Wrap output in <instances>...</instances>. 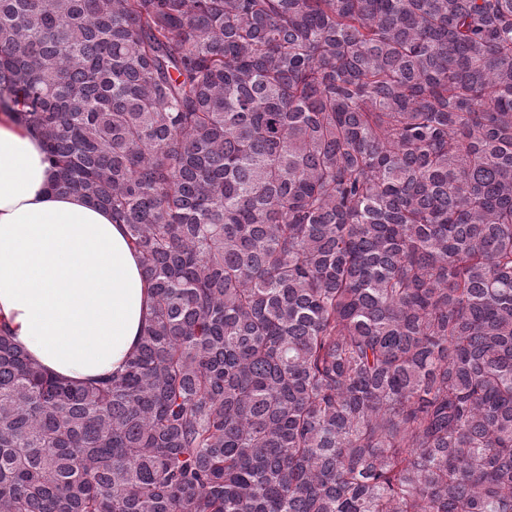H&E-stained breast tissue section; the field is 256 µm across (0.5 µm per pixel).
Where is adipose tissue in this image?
Segmentation results:
<instances>
[{"label":"adipose tissue","mask_w":512,"mask_h":512,"mask_svg":"<svg viewBox=\"0 0 512 512\" xmlns=\"http://www.w3.org/2000/svg\"><path fill=\"white\" fill-rule=\"evenodd\" d=\"M38 132L0 114V325L54 376L120 369L151 314L152 286L123 225L53 190Z\"/></svg>","instance_id":"obj_1"}]
</instances>
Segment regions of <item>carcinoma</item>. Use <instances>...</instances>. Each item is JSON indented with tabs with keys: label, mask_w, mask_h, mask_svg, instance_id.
I'll return each mask as SVG.
<instances>
[{
	"label": "carcinoma",
	"mask_w": 512,
	"mask_h": 512,
	"mask_svg": "<svg viewBox=\"0 0 512 512\" xmlns=\"http://www.w3.org/2000/svg\"><path fill=\"white\" fill-rule=\"evenodd\" d=\"M0 112L153 285L0 512H512V0H0Z\"/></svg>",
	"instance_id": "1"
}]
</instances>
